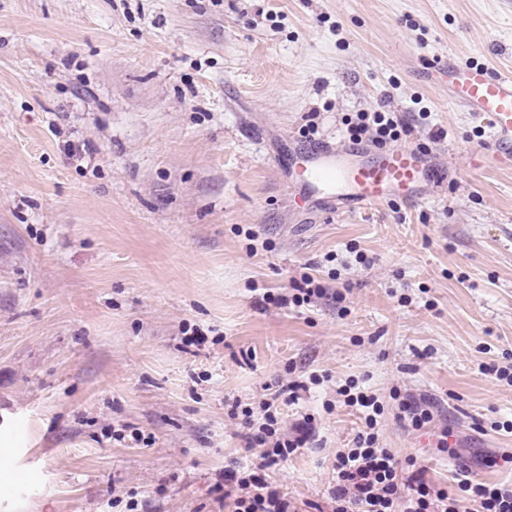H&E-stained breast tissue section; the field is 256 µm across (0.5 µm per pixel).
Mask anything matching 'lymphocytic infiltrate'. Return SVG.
Wrapping results in <instances>:
<instances>
[{"label":"lymphocytic infiltrate","instance_id":"obj_1","mask_svg":"<svg viewBox=\"0 0 512 512\" xmlns=\"http://www.w3.org/2000/svg\"><path fill=\"white\" fill-rule=\"evenodd\" d=\"M407 131L401 116L378 105L356 113L347 124L350 142L384 146L398 142ZM346 406L364 417L365 427L349 448L336 454V479L315 512H461L473 504L476 512H512V486L474 479L468 471L455 477L454 488L428 478L416 460L396 457L380 441L378 424L385 407L367 388H342ZM242 430L247 463L225 466L212 490L222 512H304L278 486L273 474L315 439L312 417L284 426L275 398L252 403L233 402L228 411Z\"/></svg>","mask_w":512,"mask_h":512}]
</instances>
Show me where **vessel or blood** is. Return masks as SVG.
I'll use <instances>...</instances> for the list:
<instances>
[{
    "instance_id": "1",
    "label": "vessel or blood",
    "mask_w": 512,
    "mask_h": 512,
    "mask_svg": "<svg viewBox=\"0 0 512 512\" xmlns=\"http://www.w3.org/2000/svg\"><path fill=\"white\" fill-rule=\"evenodd\" d=\"M426 74L448 85L454 98L474 117L486 120L489 140L481 160L511 169L512 70L495 73L484 65L451 64L436 57ZM278 165L327 211H352L393 202L415 205L422 202L425 185L436 179L427 153L410 145L336 151L313 143L283 155Z\"/></svg>"
}]
</instances>
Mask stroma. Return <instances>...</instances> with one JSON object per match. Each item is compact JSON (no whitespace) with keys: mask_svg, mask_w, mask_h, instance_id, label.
<instances>
[{"mask_svg":"<svg viewBox=\"0 0 512 512\" xmlns=\"http://www.w3.org/2000/svg\"><path fill=\"white\" fill-rule=\"evenodd\" d=\"M435 56L512 68V0H0V512H218L245 459L229 404L313 373L281 408L320 437L274 475L295 500L364 426L349 380L436 483L512 485V169L472 165L488 128L426 82ZM383 100L443 181L305 206L276 157L309 129L348 147ZM304 274L345 301L262 305ZM396 388L433 399L450 453L394 419Z\"/></svg>","mask_w":512,"mask_h":512,"instance_id":"35a3bbf8","label":"stroma"}]
</instances>
